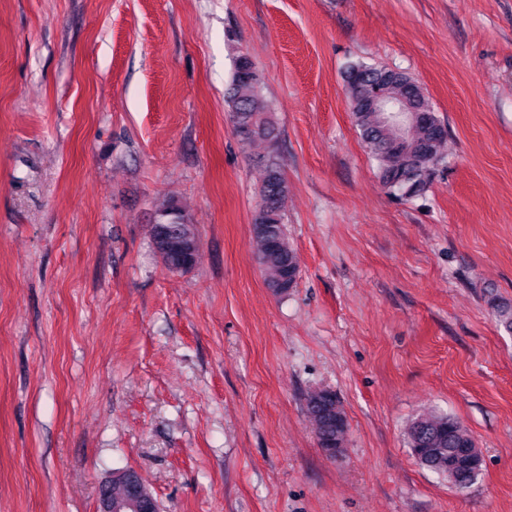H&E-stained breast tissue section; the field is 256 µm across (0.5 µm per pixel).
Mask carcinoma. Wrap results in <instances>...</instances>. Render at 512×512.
<instances>
[{"label": "carcinoma", "mask_w": 512, "mask_h": 512, "mask_svg": "<svg viewBox=\"0 0 512 512\" xmlns=\"http://www.w3.org/2000/svg\"><path fill=\"white\" fill-rule=\"evenodd\" d=\"M346 90L355 126L370 150L384 187L400 197L422 195L442 159L446 135L436 131L440 120L418 82L405 72L384 66L353 64L347 70ZM406 100L416 113L400 109ZM229 104L231 120L243 142H275L269 105L261 94L260 74L245 55L239 56L235 64ZM259 196L252 218L255 258L267 287L276 295H284L296 287L300 265L286 232L288 184L275 148L268 156ZM152 241L168 268L183 271L196 265V226L177 200L168 199L156 209ZM306 412L319 447L332 456L341 452L348 420L336 393L330 389L310 392ZM407 443L421 468L448 478L457 489L472 485L468 452L476 442L457 418L441 412L421 415L409 424ZM135 486L143 497H153L135 471L113 470L107 479L112 508L133 512Z\"/></svg>", "instance_id": "carcinoma-1"}]
</instances>
